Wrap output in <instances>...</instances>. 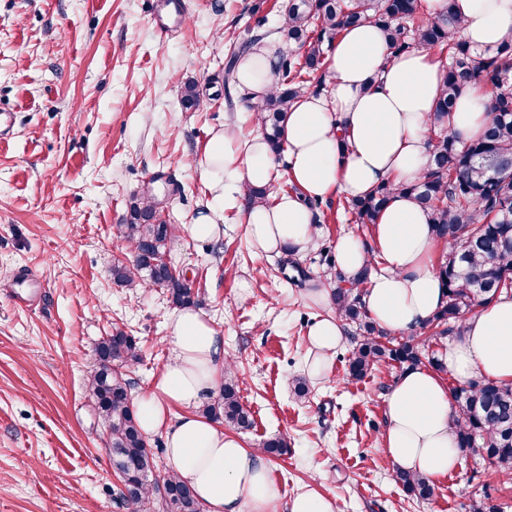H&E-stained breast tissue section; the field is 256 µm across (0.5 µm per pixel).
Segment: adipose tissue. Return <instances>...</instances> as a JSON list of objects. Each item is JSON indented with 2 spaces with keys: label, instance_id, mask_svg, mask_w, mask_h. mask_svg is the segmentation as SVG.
<instances>
[{
  "label": "adipose tissue",
  "instance_id": "obj_1",
  "mask_svg": "<svg viewBox=\"0 0 512 512\" xmlns=\"http://www.w3.org/2000/svg\"><path fill=\"white\" fill-rule=\"evenodd\" d=\"M429 16L452 4L460 34L472 47L495 49L512 30V0H425ZM277 48L243 52L236 81L253 97L274 88ZM323 92L307 93L288 107L282 130L294 190L250 204L246 233L257 254L302 253L312 245L320 215L314 201L340 194L357 199L390 182L395 190L372 228V245L353 236L336 243V269L352 276L371 257L363 301L373 320L391 333L424 326L446 303L433 256L438 240L429 215L402 191L422 176L430 150L428 118L444 81L445 67L433 49L421 47L392 58L385 34L372 23L348 29L327 55ZM491 91L463 88L448 132L478 138L488 121ZM201 167L225 194L242 184L270 186L277 163L261 134L238 137L230 128L209 139ZM323 308L308 329L314 358L309 374L325 371L346 340L344 322L332 308L331 291L317 282L304 293ZM170 354L135 409L144 434L162 435L172 473L191 487L207 512H338L335 499L306 488L282 502L271 465L201 409L218 393L228 361L223 335L192 308L176 310L168 326ZM442 371L409 367L384 397L385 424L378 442L397 470L435 480L456 471L461 455L448 391L449 381L474 378L512 383V296L503 294L468 318L441 355Z\"/></svg>",
  "mask_w": 512,
  "mask_h": 512
}]
</instances>
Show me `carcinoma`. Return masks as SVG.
<instances>
[{"instance_id":"cac0c4a2","label":"carcinoma","mask_w":512,"mask_h":512,"mask_svg":"<svg viewBox=\"0 0 512 512\" xmlns=\"http://www.w3.org/2000/svg\"><path fill=\"white\" fill-rule=\"evenodd\" d=\"M421 8L420 0H289L280 33L298 44L300 52L280 56L275 90L260 105L262 133L281 159L287 104L311 89L323 88L328 50L347 28L362 22L384 30L393 56L426 46L447 61L443 88L429 116L427 169L401 189L428 211L432 232L448 245L445 259L436 268L448 302L422 327L423 334L392 336L376 325L362 301V288L378 264L367 265L356 277L346 279L334 271L332 255L321 250V262L336 282L332 289L336 310L360 332L348 358L350 381L362 380L379 362L392 361L402 368L438 364L429 355L430 342L457 335L465 311L512 289L506 283L512 278V170L496 166L498 161L512 159V38L493 51H481L461 38L452 4L434 19L424 18ZM470 83L494 89L488 103L491 121L478 139L460 144L448 135L446 124L460 89ZM182 103L187 109L200 107L202 99L194 82L184 84ZM393 190L387 182L363 198L348 201L355 223L376 224ZM128 213L127 223L117 226L119 236L128 243V257L112 264L113 280L127 288L162 287L178 307L194 304V291L162 263L178 225L162 220L153 198L144 195L131 197ZM95 354L97 367L88 388L105 426V443L122 466L116 503L132 512H154L158 501L166 512H203L202 503L186 484L167 472L160 479L153 477L158 469L156 454L140 430L129 396L131 382L126 378V370L142 359L136 339L115 325L97 341ZM450 393L458 448L477 443L494 468L512 474V384L477 379L452 387ZM202 412L237 430L252 427L231 369L224 372L218 395ZM396 480L416 498L433 493L426 477L400 472Z\"/></svg>"}]
</instances>
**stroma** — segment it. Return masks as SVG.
Returning <instances> with one entry per match:
<instances>
[{
  "label": "stroma",
  "mask_w": 512,
  "mask_h": 512,
  "mask_svg": "<svg viewBox=\"0 0 512 512\" xmlns=\"http://www.w3.org/2000/svg\"><path fill=\"white\" fill-rule=\"evenodd\" d=\"M184 2L181 24L167 27L155 21L158 0H0V113L13 122L0 141V512H126L87 384L94 345L113 326L141 349L132 394L169 356L166 289L112 279L127 251L116 227L147 189L180 228L168 259L194 277L195 307L235 363L254 420L241 441H288L271 459L283 499L310 485L339 512H469L483 499L512 512V481L478 455L434 482L430 499L404 492L377 445L383 397L401 370L382 363L347 382L353 342L296 397L316 314L301 295L321 279L319 252L346 235L371 239L342 197L318 204L320 234L296 256L256 254L233 200L217 206L214 240L192 237L217 194L196 157L224 125L258 128L250 97L224 81L225 61L265 31L288 51L276 33L288 0ZM186 81L204 99L199 110L182 105ZM16 290L26 304L10 300Z\"/></svg>",
  "instance_id": "35a3bbf8"
}]
</instances>
